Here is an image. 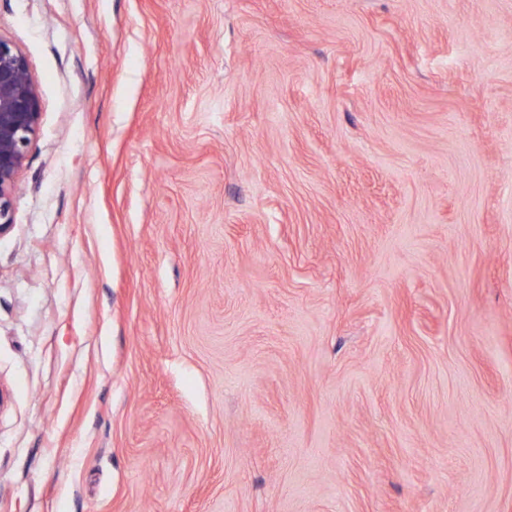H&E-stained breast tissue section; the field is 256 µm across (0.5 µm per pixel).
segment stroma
I'll return each instance as SVG.
<instances>
[{
  "mask_svg": "<svg viewBox=\"0 0 512 512\" xmlns=\"http://www.w3.org/2000/svg\"><path fill=\"white\" fill-rule=\"evenodd\" d=\"M0 512H512V0H0ZM41 118V98L27 57L0 37V235L14 224L17 179Z\"/></svg>",
  "mask_w": 512,
  "mask_h": 512,
  "instance_id": "obj_1",
  "label": "stroma"
}]
</instances>
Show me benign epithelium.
I'll return each mask as SVG.
<instances>
[{
  "label": "benign epithelium",
  "instance_id": "obj_1",
  "mask_svg": "<svg viewBox=\"0 0 512 512\" xmlns=\"http://www.w3.org/2000/svg\"><path fill=\"white\" fill-rule=\"evenodd\" d=\"M41 118V98L27 57L0 37V235L14 224L17 179Z\"/></svg>",
  "mask_w": 512,
  "mask_h": 512
}]
</instances>
